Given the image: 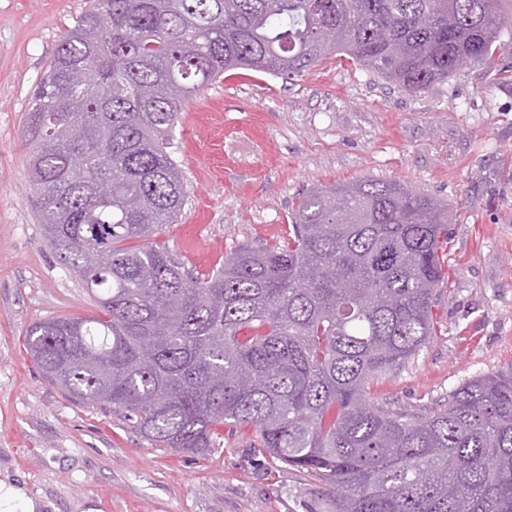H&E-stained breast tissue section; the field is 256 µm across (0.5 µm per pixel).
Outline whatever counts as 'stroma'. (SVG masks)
<instances>
[{
    "label": "stroma",
    "mask_w": 512,
    "mask_h": 512,
    "mask_svg": "<svg viewBox=\"0 0 512 512\" xmlns=\"http://www.w3.org/2000/svg\"><path fill=\"white\" fill-rule=\"evenodd\" d=\"M90 0H0V477L42 512H321L323 485L255 454L224 428L205 458L140 439L123 416L72 403L30 358L25 331L102 311L45 243L22 126L54 48ZM512 35L498 66L408 93L346 56L282 79L225 72L190 99L170 136L189 196L157 241L203 276L243 245L286 235L299 193L369 178L447 203L456 221L440 331L371 384L378 405L422 416L465 379L512 365Z\"/></svg>",
    "instance_id": "35a3bbf8"
}]
</instances>
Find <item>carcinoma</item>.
Here are the masks:
<instances>
[{
    "label": "carcinoma",
    "instance_id": "obj_1",
    "mask_svg": "<svg viewBox=\"0 0 512 512\" xmlns=\"http://www.w3.org/2000/svg\"><path fill=\"white\" fill-rule=\"evenodd\" d=\"M508 28L512 0H96L26 119L42 234L102 308L29 326L43 376L156 447L207 456L225 425L251 424L254 451L327 486L323 512H512V367L427 416L368 393L437 335L447 205L397 182L313 186L282 241L203 277L154 242L188 202L168 133L224 72L290 77L344 55L416 93L494 66Z\"/></svg>",
    "mask_w": 512,
    "mask_h": 512
}]
</instances>
